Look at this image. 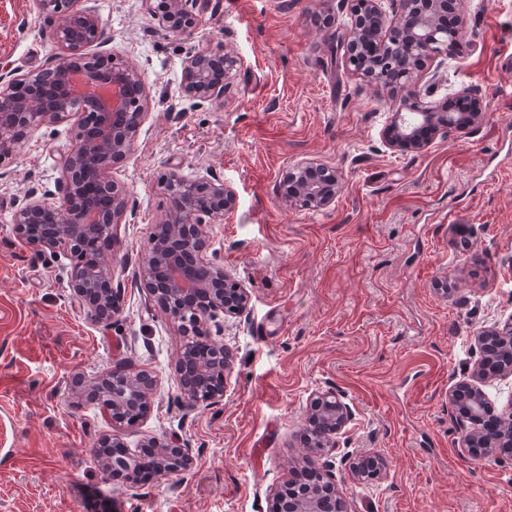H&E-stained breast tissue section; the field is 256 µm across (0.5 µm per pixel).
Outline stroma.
Instances as JSON below:
<instances>
[{"mask_svg":"<svg viewBox=\"0 0 512 512\" xmlns=\"http://www.w3.org/2000/svg\"><path fill=\"white\" fill-rule=\"evenodd\" d=\"M354 5L198 0L188 36L164 30L144 0H76L149 98L129 157L108 172L134 210L107 257L122 310L110 326L91 321L72 295L70 250L36 253L12 224L24 195L56 202L76 114L0 164V512H269L308 466L309 397L328 388L353 411L323 457L348 512H512V458L463 452L448 402L477 358L472 336L512 316V169L499 165L512 155V0H463L465 33L448 48L436 98L475 86L486 119L419 154L386 147L389 90L344 65ZM57 24L35 0H0V74L50 66ZM205 42L240 61L219 99L181 91ZM305 160L341 176L328 209L286 200L285 178ZM173 169L235 189L236 208L207 232L251 299L241 315L204 321L236 365L222 401L191 413L179 406L181 328L138 275L171 206L161 177ZM123 362L158 377L133 427L76 385ZM105 436L138 456L150 438H178L192 468L138 483L108 475L95 455ZM373 454L386 467L368 481L344 463Z\"/></svg>","mask_w":512,"mask_h":512,"instance_id":"obj_1","label":"stroma"}]
</instances>
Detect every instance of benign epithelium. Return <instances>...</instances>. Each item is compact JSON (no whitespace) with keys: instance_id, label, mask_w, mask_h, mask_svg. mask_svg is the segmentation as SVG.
Masks as SVG:
<instances>
[{"instance_id":"1","label":"benign epithelium","mask_w":512,"mask_h":512,"mask_svg":"<svg viewBox=\"0 0 512 512\" xmlns=\"http://www.w3.org/2000/svg\"><path fill=\"white\" fill-rule=\"evenodd\" d=\"M154 15L163 25L182 34L192 33L199 25L194 11L197 0H148ZM73 0H37L41 13L65 14L57 26L56 40L62 54L52 67L23 79L0 76V161L10 157L15 145L44 124L67 120L78 110L89 114L96 122L90 132L92 139L75 140L71 154L65 159L59 180L58 201L49 204L31 196L18 204L13 224L18 238L40 253L53 252L59 245L81 239L84 246L73 250L76 262L71 273V288L75 299L97 324L110 326L112 317L120 309L121 289L113 286L114 270L105 261L116 240L106 245L88 242L94 225L86 223L91 210L100 212L107 224L127 222L128 200L119 186L106 192L98 183L97 173L111 169L130 154L139 125L146 115L147 94L139 72L114 57L112 68L95 65L98 56L89 57L85 68L88 79L111 82L119 86L123 99L105 105L87 100L74 93L70 84L71 58L90 46L101 44V20L85 10L71 9ZM361 11L355 13L343 42L344 62L355 74L376 79L369 73L375 56L388 52L391 40H404L406 55L399 59L394 83L406 89L404 96L394 100L387 113L386 129L391 136L385 143L392 151L419 152L438 138H446L455 131H463L482 124L486 112L479 93L472 87L459 88L457 95L469 104L467 112H442L431 99L433 71L423 72V60L438 58L448 53V38L458 37L464 30V18L456 28L437 22V16L448 11V0H400L396 21H391L378 0H361ZM238 65L237 58L221 44H207L191 55L182 81V93L188 97L210 100L224 97L230 78ZM288 179L296 183L293 202L309 210L331 206L341 189L335 172L313 160L296 164ZM172 196V209L155 225L153 238L168 246L164 253L151 252L141 261V287L157 305L173 318L194 327L197 340L207 348L222 351L223 360L212 368L218 380L206 397L195 395L192 376L186 374L182 361H177L180 406L193 411L201 406H212L224 397V388L233 365V354L224 345L202 335V320L217 313L241 314L247 309L250 297L247 289L235 285L234 294L224 293V284L232 282L224 266L210 255V240L206 224H220L224 214L237 205L235 189L217 180H189L172 170L163 178ZM91 259L100 272L99 293L87 291L80 269ZM480 358L475 364L472 379L457 383L449 393V401L459 415V429L463 434V451L469 455L512 453V428L496 432L474 430L469 425L474 411L461 406L469 398L487 410L489 403L478 383L512 373V365H493L496 356L512 352V318L495 323L474 338ZM124 378L133 384L143 399L156 387V378L144 370L130 374L123 367L92 380L89 401L114 412L111 402L120 399L112 394L106 401L102 384L112 378ZM310 413L321 414L319 435L304 437V447H316V456L322 448L336 447V434L350 420L349 406L334 389L316 392L310 399ZM147 447L158 449L156 473L178 475L192 462L190 449L170 440H150ZM353 473L367 476L368 469H384V460L377 456L370 460L354 458L349 462ZM318 478L304 487L297 504L288 506V512H329V504L336 498L335 480L330 465L317 469Z\"/></svg>"}]
</instances>
